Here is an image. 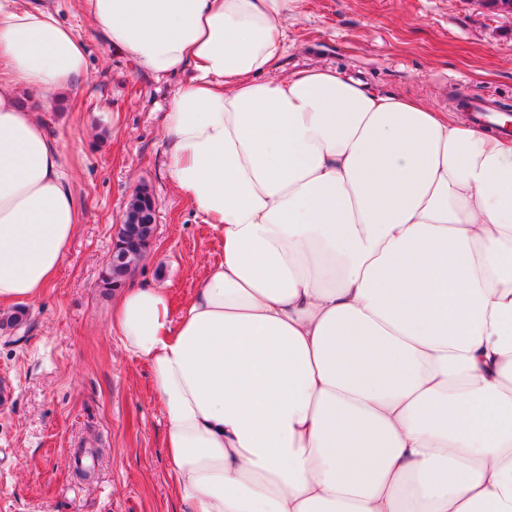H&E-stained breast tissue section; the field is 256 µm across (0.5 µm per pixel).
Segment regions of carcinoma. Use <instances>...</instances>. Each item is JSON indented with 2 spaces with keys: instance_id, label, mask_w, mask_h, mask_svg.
Masks as SVG:
<instances>
[{
  "instance_id": "obj_1",
  "label": "carcinoma",
  "mask_w": 512,
  "mask_h": 512,
  "mask_svg": "<svg viewBox=\"0 0 512 512\" xmlns=\"http://www.w3.org/2000/svg\"><path fill=\"white\" fill-rule=\"evenodd\" d=\"M155 199L147 188L136 190L128 199L123 223L115 232V253L101 269L98 287L108 295L126 286L153 247ZM26 310L17 307L0 316V328L15 329L27 324Z\"/></svg>"
}]
</instances>
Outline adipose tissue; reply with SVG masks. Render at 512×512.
Returning a JSON list of instances; mask_svg holds the SVG:
<instances>
[{
  "mask_svg": "<svg viewBox=\"0 0 512 512\" xmlns=\"http://www.w3.org/2000/svg\"><path fill=\"white\" fill-rule=\"evenodd\" d=\"M301 0H81L159 78L170 181L221 252L179 315L124 288L181 512H512V138L336 69L273 80ZM87 46L0 5V310L37 300L82 220L20 91Z\"/></svg>",
  "mask_w": 512,
  "mask_h": 512,
  "instance_id": "1",
  "label": "adipose tissue"
}]
</instances>
